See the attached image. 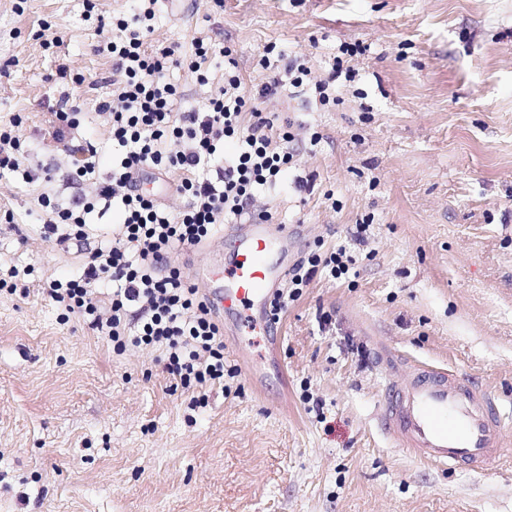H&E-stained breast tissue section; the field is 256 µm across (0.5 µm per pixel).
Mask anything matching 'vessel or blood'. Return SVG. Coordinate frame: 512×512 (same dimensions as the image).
Listing matches in <instances>:
<instances>
[{
	"label": "vessel or blood",
	"mask_w": 512,
	"mask_h": 512,
	"mask_svg": "<svg viewBox=\"0 0 512 512\" xmlns=\"http://www.w3.org/2000/svg\"><path fill=\"white\" fill-rule=\"evenodd\" d=\"M296 226L250 217L224 227L231 251L212 249L209 264L193 276L221 313L235 321L242 337L266 330V311L300 241ZM393 373L385 387L382 419L386 432L415 457L446 470H488L499 461L501 429L512 412L501 414L490 395L453 371L426 363L396 374L398 358L380 355Z\"/></svg>",
	"instance_id": "obj_1"
}]
</instances>
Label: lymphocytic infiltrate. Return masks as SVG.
<instances>
[{"label": "lymphocytic infiltrate", "mask_w": 512, "mask_h": 512, "mask_svg": "<svg viewBox=\"0 0 512 512\" xmlns=\"http://www.w3.org/2000/svg\"><path fill=\"white\" fill-rule=\"evenodd\" d=\"M157 3L136 0L131 16L109 21L111 36L96 48L113 61L114 92L99 105L109 117L115 148L108 176L100 174L94 142L79 135V105L65 94L50 112L53 139L77 143L79 159L64 175L67 187L77 194L67 202L50 190L39 195L46 214L40 236L63 250L85 248L86 256L78 275L51 280L44 292L62 318L78 317L111 342L114 351L130 346L163 351L164 371L191 392V406L199 407L205 403L201 388L223 385L236 371L224 366L223 323L173 253L207 244L232 218L270 219L269 211L256 206L260 193L290 180L304 187L303 178L293 174L297 161L289 148L295 139L292 127L280 124L269 105L287 84L299 95L315 89L321 102H329L342 68L332 66L315 81L298 59L288 60L279 73L263 57L258 64L267 76L247 93L227 48L223 85L203 107L177 110L182 94L167 71L184 66L198 83L208 84L204 62L213 48L199 40L189 55L175 44L147 50ZM21 125L17 117L0 125V170L29 184L38 176L24 165ZM229 142L236 145L230 155L224 152ZM148 172L170 178L172 192L184 201L182 209L172 210L144 192L141 182ZM95 212L113 214L116 222L110 238L92 247L89 217ZM352 263L342 248L308 251L288 274L289 294H276L272 300L270 323L279 322L286 296H300L320 273L342 278Z\"/></svg>", "instance_id": "1"}]
</instances>
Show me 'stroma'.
Segmentation results:
<instances>
[{
    "mask_svg": "<svg viewBox=\"0 0 512 512\" xmlns=\"http://www.w3.org/2000/svg\"><path fill=\"white\" fill-rule=\"evenodd\" d=\"M131 7L96 0L89 19L85 0H0V124L22 116L30 164L72 160L46 134L68 76L108 171L99 104L112 96V59L94 48L110 31L96 18ZM198 39L232 46L249 89L269 45L304 58L315 80L338 58L350 69L336 102L280 100L281 120L321 141L296 145L310 188L260 204L302 225L306 247H346L354 272L316 276L270 336H253L262 383L225 334L240 373L193 411L161 351L119 355L60 319L42 288L77 274L82 257L40 238L43 183L0 173V212L14 215L0 267L35 268L0 292V512H512V425L493 473L423 465L385 431L378 359L387 346L512 406V0H159L151 48ZM205 66L213 84L171 69L182 107H203L223 83V55Z\"/></svg>",
    "mask_w": 512,
    "mask_h": 512,
    "instance_id": "stroma-1",
    "label": "stroma"
}]
</instances>
